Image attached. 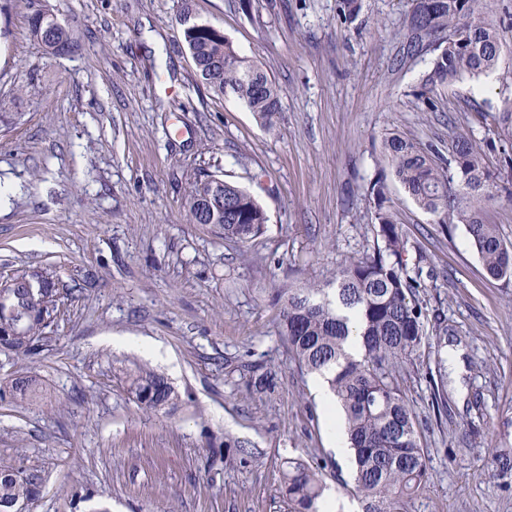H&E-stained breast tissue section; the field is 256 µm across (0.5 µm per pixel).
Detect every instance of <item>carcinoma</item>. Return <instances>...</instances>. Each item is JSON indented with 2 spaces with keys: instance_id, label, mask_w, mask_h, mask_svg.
<instances>
[{
  "instance_id": "carcinoma-1",
  "label": "carcinoma",
  "mask_w": 512,
  "mask_h": 512,
  "mask_svg": "<svg viewBox=\"0 0 512 512\" xmlns=\"http://www.w3.org/2000/svg\"><path fill=\"white\" fill-rule=\"evenodd\" d=\"M362 0H340V15L351 23L361 12ZM184 42L200 82L217 92L231 90L265 128L275 125L280 112L279 90L263 70L240 54L224 32L192 18L184 0L181 18ZM476 26L465 48L448 44V32L466 18ZM32 36L53 56L74 49L71 32L49 12H31ZM407 51L421 43L434 44L436 54L417 98L426 111L437 110L438 96L465 78L496 70L500 61L499 23L482 0H424L409 22ZM450 158L444 159L397 132L382 139L381 155L392 177L413 202L437 224H461L486 274L494 279L512 273L508 253L480 206L495 191L512 190L498 183L487 153L471 139L455 136ZM384 177L371 187L375 220L383 246L371 255L353 258L337 273L334 295L323 288L283 293L281 335L298 364L311 373L331 372L332 392L344 413V424L354 454L353 495L362 512H400L402 503L426 487L428 472L413 411L396 381L404 359L426 339L422 308L415 298L414 281L407 278L402 255L406 241L387 205ZM190 221L217 226L224 240L245 244L260 236L267 215L247 190L206 174L193 185L186 200ZM61 293L54 275L44 269L0 279V353L31 355L44 339V330L60 311ZM362 340V354L345 351L350 336ZM128 392L145 410L160 412L174 398L161 375L142 369L129 380ZM40 478L24 470L0 471V508L11 512L26 507L38 495ZM325 486L321 467L290 461L282 473L281 492L292 512H320Z\"/></svg>"
}]
</instances>
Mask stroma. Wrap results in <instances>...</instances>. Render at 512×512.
Here are the masks:
<instances>
[{
  "label": "stroma",
  "instance_id": "stroma-1",
  "mask_svg": "<svg viewBox=\"0 0 512 512\" xmlns=\"http://www.w3.org/2000/svg\"><path fill=\"white\" fill-rule=\"evenodd\" d=\"M39 3L77 47L46 54L28 0H0V113L22 115L0 129V274L50 269L65 296L39 354H0V385L42 387L0 399V467L39 475L29 512H288L281 468L300 459L360 512L312 376L280 336L279 294L374 252L385 133L445 155L457 135L512 152V124L494 122L512 110V0H491L497 70L449 86L434 112L417 92L435 52L406 50L415 0H363L350 24L339 0H193L277 86L271 130L199 81L181 0ZM203 173L256 197L260 237L237 245L190 222ZM387 187L428 332L398 373L429 476L401 512H512V274L488 278L463 225ZM138 368L173 387L169 411L128 394Z\"/></svg>",
  "mask_w": 512,
  "mask_h": 512
}]
</instances>
